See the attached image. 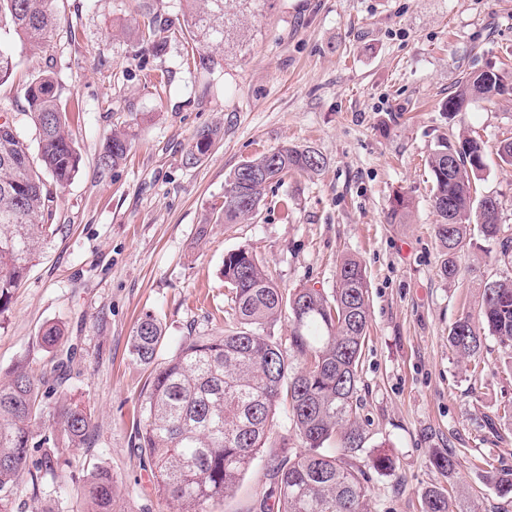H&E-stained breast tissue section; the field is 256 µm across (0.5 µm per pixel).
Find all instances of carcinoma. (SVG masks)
<instances>
[{
  "label": "carcinoma",
  "instance_id": "cac0c4a2",
  "mask_svg": "<svg viewBox=\"0 0 512 512\" xmlns=\"http://www.w3.org/2000/svg\"><path fill=\"white\" fill-rule=\"evenodd\" d=\"M183 23L206 53L199 66L224 60V50L243 43L234 25L243 11L259 12L270 0H183ZM56 26L51 0H0V28L14 32L32 50L50 41ZM141 41L153 53L163 51L156 26L150 22ZM499 74L482 72L466 79L444 103V111L460 112L473 98L503 93ZM27 102L38 130L40 164L16 130L0 123V315L9 308L48 238L58 230L45 223L55 202L44 174L55 185H67L80 158L68 130V117L52 77L40 74L27 88ZM217 127L198 130L188 153L198 162L219 137ZM133 133L114 129L107 138L99 166L115 168L125 159ZM324 159L315 150L284 144L241 163L224 183V200L212 207L215 222L242 224L256 216L264 191L290 173L313 175ZM433 206L439 217L436 236L444 251L441 272L455 280V255L469 247L472 230L486 239L501 234L496 198L474 196L473 185L484 168L481 143L460 135L439 145L428 160ZM224 333L186 336L170 359L156 363L164 340L158 319L141 317L131 336L130 353L145 365L156 364L141 403L140 448L154 464L158 491L178 512H207L238 485L258 449L278 427L276 406L288 402L290 427L305 444L292 454L284 446L271 459L270 492L259 501V512H367L370 478L352 462L367 442L358 422L361 358L369 323V284L361 263L340 262L336 289L286 291L272 279L253 252L240 247L224 255ZM288 316V346L264 326ZM62 328L49 324L40 339L55 347ZM492 336L512 352V277L483 286L477 316L465 314L448 329V344L461 358L479 366L484 341ZM45 381L19 364L0 379V501L9 497L31 473L34 448L43 449L40 468L51 470L60 442L72 448L85 443L91 417L66 401L55 407L61 436L37 438V412ZM488 487L501 497L512 496V470H493ZM88 512H113L117 485L112 473L95 472L83 488ZM423 512H453L448 490L432 487L422 495Z\"/></svg>",
  "mask_w": 512,
  "mask_h": 512
}]
</instances>
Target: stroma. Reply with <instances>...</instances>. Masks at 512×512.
<instances>
[{"label": "stroma", "mask_w": 512, "mask_h": 512, "mask_svg": "<svg viewBox=\"0 0 512 512\" xmlns=\"http://www.w3.org/2000/svg\"><path fill=\"white\" fill-rule=\"evenodd\" d=\"M53 9L46 50L29 51L0 29V47L16 62L0 83V116L38 156L25 88L50 73L81 158L75 178L53 190L45 221L56 234L0 319V377L20 361L47 377L41 433L54 431L61 398L85 408L93 430L54 470H37L35 482L10 495L7 512H86L82 490L99 469L116 481L114 512H175L137 448L152 369L133 359L130 338L140 317L155 315L164 361L183 337L222 333L224 256L244 245L289 290L332 291L346 254L366 271L359 421L367 443L357 462L368 466L380 447L395 462L391 472L371 473L368 512H423V491L439 485L455 512H512V498L488 490L482 463L489 456L512 469V421L502 416L512 406V356L488 341L476 371L448 345L449 326L476 312L484 283L500 278V245L477 240L457 254V280L442 277L427 166L460 131L480 139L486 167L477 193L498 199L512 238V165L498 156L512 137V0H273L241 19L246 46L208 69L187 62L196 44L181 0H53ZM150 16L166 24L160 57L138 47ZM161 70L166 81L154 84ZM487 70L501 73L509 93L449 117L448 97ZM121 124L134 127L128 156L101 170L104 143ZM213 125L219 138L188 164L194 134ZM284 142L322 155L320 173L270 186L253 220L214 223L228 175ZM398 195L412 210L394 224ZM51 323L65 336L49 350L39 336ZM287 417L280 406L277 433L209 512H253L269 487L270 457L281 443L300 445ZM438 456L449 458V473L435 467Z\"/></svg>", "instance_id": "1"}]
</instances>
